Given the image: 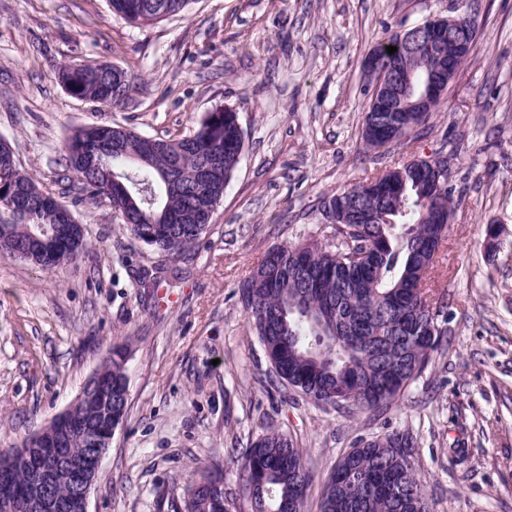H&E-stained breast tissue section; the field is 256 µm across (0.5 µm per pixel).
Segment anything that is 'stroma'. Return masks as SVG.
Listing matches in <instances>:
<instances>
[{"label": "stroma", "instance_id": "1", "mask_svg": "<svg viewBox=\"0 0 512 512\" xmlns=\"http://www.w3.org/2000/svg\"><path fill=\"white\" fill-rule=\"evenodd\" d=\"M448 0H191L135 25L108 0H0V137L43 190L86 226V250L54 271L0 255V452L60 414L115 344L128 347L127 419L102 459L89 512H184L196 470L278 430L311 476L303 512L359 442L406 430L431 512H512V0H479L477 37L445 101L411 145L366 150V55ZM137 77L126 104L80 100L62 64ZM236 109L238 170L210 231L180 258L83 201L63 160L77 129L120 124L192 134ZM446 156L455 201L428 277L448 330L442 351L387 411L318 406L272 381L239 290L268 251L331 235L322 203L413 158ZM497 236L489 238L488 225ZM166 268L161 288L138 274Z\"/></svg>", "mask_w": 512, "mask_h": 512}]
</instances>
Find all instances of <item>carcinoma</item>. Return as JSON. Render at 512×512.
<instances>
[{"label":"carcinoma","instance_id":"cac0c4a2","mask_svg":"<svg viewBox=\"0 0 512 512\" xmlns=\"http://www.w3.org/2000/svg\"><path fill=\"white\" fill-rule=\"evenodd\" d=\"M112 10L133 24H148L181 14L189 0H109ZM73 97L118 106L115 76L101 68L65 64L58 73ZM425 116L410 113L405 125L376 123L366 149L393 141L409 145ZM244 141L230 113H206L190 136L150 144L130 130L94 125L75 131L64 147L66 168L76 176L83 197L97 201L112 191L117 177L127 192L113 198L127 231L162 256H181L208 232L213 218L207 206L224 199V190L240 162ZM0 141V254L13 256L17 239L40 226L63 223L67 207L18 163ZM357 183L331 197L363 213L367 224L348 214L335 224L333 241L312 240L278 246L265 255L239 289L251 328L262 344L276 377L320 405L379 412L417 377L444 343L446 330L431 318L442 310L431 304L426 280L433 269L448 225L423 219L425 197L452 202V189L436 185L429 166L414 161L399 170ZM85 239L56 249L42 268L52 270L85 253ZM104 362L112 380V406L93 404L75 419L67 454L80 458L91 447L88 429L112 413L124 424L128 404L126 353ZM415 439L391 431L363 442L334 467L321 491L320 512H427L424 486L415 465ZM243 483L239 496L249 512H302L310 475L300 449L288 435L268 431L238 460ZM7 473L21 492L30 482L25 467L0 454V474ZM185 512H238L224 490L223 464L185 490Z\"/></svg>","mask_w":512,"mask_h":512}]
</instances>
